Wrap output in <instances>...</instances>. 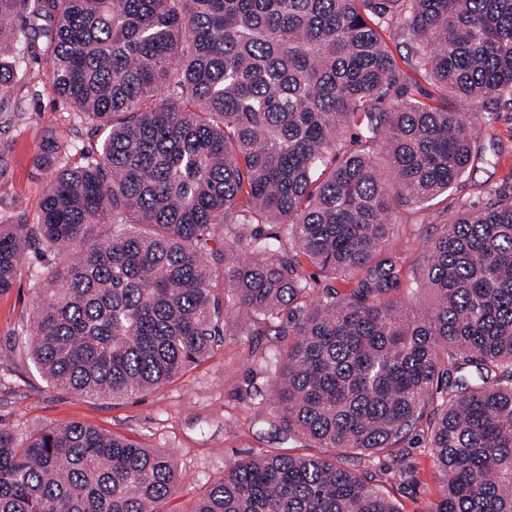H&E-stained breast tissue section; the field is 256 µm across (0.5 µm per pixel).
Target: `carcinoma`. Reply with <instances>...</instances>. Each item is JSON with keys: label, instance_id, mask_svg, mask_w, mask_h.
Listing matches in <instances>:
<instances>
[{"label": "carcinoma", "instance_id": "cac0c4a2", "mask_svg": "<svg viewBox=\"0 0 512 512\" xmlns=\"http://www.w3.org/2000/svg\"><path fill=\"white\" fill-rule=\"evenodd\" d=\"M445 98L424 103L385 34ZM38 41L56 93L97 123L55 135L39 220L0 218V293L53 256L27 340L46 381L138 397L236 331L295 329L270 426L338 456L230 464L196 512H398L338 458L429 420L444 491L432 512H512V194L490 187L427 246L425 309L385 298L388 213L445 193L477 160L471 123L512 109V0H0V45ZM13 61L0 57V92ZM382 144L389 176L373 146ZM224 230V265L204 257ZM363 274L311 309L300 273ZM180 474L153 448L73 423L18 441L0 425V512H169Z\"/></svg>", "mask_w": 512, "mask_h": 512}]
</instances>
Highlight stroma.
Here are the masks:
<instances>
[{
	"label": "stroma",
	"mask_w": 512,
	"mask_h": 512,
	"mask_svg": "<svg viewBox=\"0 0 512 512\" xmlns=\"http://www.w3.org/2000/svg\"><path fill=\"white\" fill-rule=\"evenodd\" d=\"M95 149L100 134L79 120L73 107L52 88L46 56L25 57L0 104V216L25 215L36 223L46 186L38 163L47 133ZM479 147L496 155L493 164L469 167L424 210L396 207V234L385 251L402 270L388 297L412 307L425 303L411 291L425 265L427 241L439 237L460 206L482 207L484 188L512 192V111L474 125ZM46 260L26 256L13 288L0 293V423L26 438L47 426L79 421L120 435L169 456L182 480L170 502L172 512H195L210 485L234 460L261 453L330 457V448H313L302 439L286 440L268 428L273 415L266 369L268 355L281 348L276 336H221L209 356L189 365L179 377L145 395L109 400L80 396L48 384L36 371L27 348L17 338L32 323L37 284ZM426 424L373 458L349 457L345 467L371 473L398 512H431L443 491L441 477L426 446Z\"/></svg>",
	"instance_id": "1"
}]
</instances>
